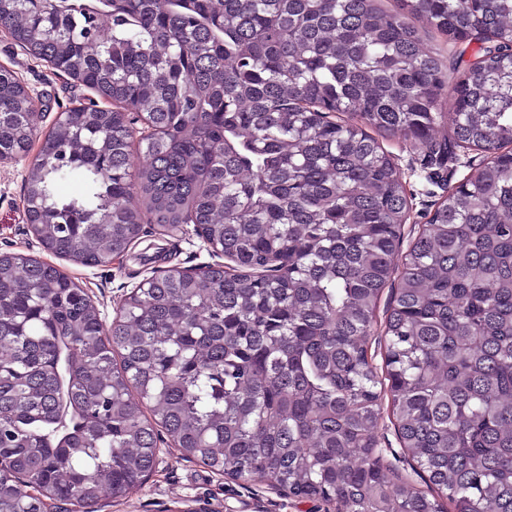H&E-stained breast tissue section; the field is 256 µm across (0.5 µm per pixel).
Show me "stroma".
<instances>
[{
  "mask_svg": "<svg viewBox=\"0 0 512 512\" xmlns=\"http://www.w3.org/2000/svg\"><path fill=\"white\" fill-rule=\"evenodd\" d=\"M0 64L14 71L33 95L37 134H44L59 112L89 95L80 83L34 58L5 33H0ZM380 144L394 156L408 191L410 217L403 228L408 240L417 235L446 187L465 181L473 174L475 165L486 160L485 153L478 150L459 152L456 160L444 169L442 180L437 181L430 176L432 168L423 152L399 138H384ZM30 150L29 156L0 162V252H22L54 262L88 294L104 325H111L122 296L144 279L174 268L194 269L223 263V256L212 252L191 224L178 235L146 225L127 254L106 267H87L53 258L35 238L26 219L25 173L31 154L38 152L39 147L34 144ZM379 438L384 447L383 463L392 483L424 488V481L408 461L394 457L399 442L391 422H383ZM96 512H328V506L318 500L290 496L258 481L244 485L225 480L200 462L181 458L175 450L163 457L141 487L127 497L108 500L106 507L97 508Z\"/></svg>",
  "mask_w": 512,
  "mask_h": 512,
  "instance_id": "stroma-1",
  "label": "stroma"
}]
</instances>
